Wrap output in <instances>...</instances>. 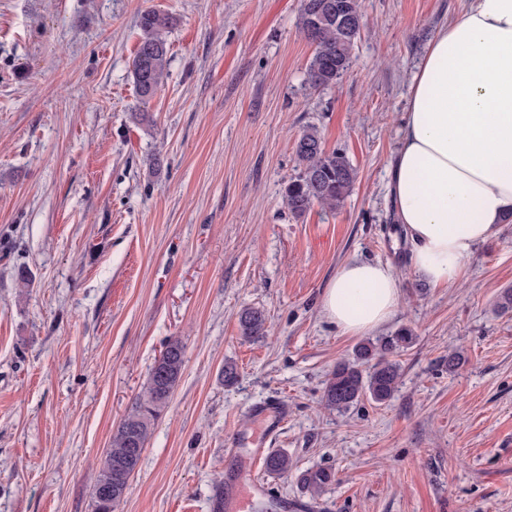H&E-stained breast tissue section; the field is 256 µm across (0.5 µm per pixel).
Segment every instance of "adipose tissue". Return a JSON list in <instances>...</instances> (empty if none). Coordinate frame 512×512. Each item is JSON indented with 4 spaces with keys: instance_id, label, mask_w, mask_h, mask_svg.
I'll return each mask as SVG.
<instances>
[{
    "instance_id": "adipose-tissue-1",
    "label": "adipose tissue",
    "mask_w": 512,
    "mask_h": 512,
    "mask_svg": "<svg viewBox=\"0 0 512 512\" xmlns=\"http://www.w3.org/2000/svg\"><path fill=\"white\" fill-rule=\"evenodd\" d=\"M388 189L410 265L455 283L474 248L512 221V0H470L438 29L414 73ZM401 300L395 267L352 258L322 297L342 333L388 323Z\"/></svg>"
}]
</instances>
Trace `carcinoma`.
Instances as JSON below:
<instances>
[{"instance_id":"carcinoma-1","label":"carcinoma","mask_w":512,"mask_h":512,"mask_svg":"<svg viewBox=\"0 0 512 512\" xmlns=\"http://www.w3.org/2000/svg\"><path fill=\"white\" fill-rule=\"evenodd\" d=\"M300 23L306 38L315 45L306 81L314 88L328 87L350 68L352 49L363 27L362 0H303ZM171 27L172 18L165 13L148 11L141 15V38L131 73L143 101L151 99L167 77L166 34ZM295 152L301 168L285 187L288 210L301 217L316 204L331 211L338 208L356 178L347 156L336 151L325 153L314 127L298 138ZM239 328L245 338L265 335V313L257 308L243 310ZM415 339L413 330L403 326L390 336L361 342L355 347L354 361L341 362L331 372L322 395L323 406L342 412L364 399L379 404L391 400L401 377L396 357ZM184 358V344L172 337L155 359L144 389L112 434L93 489L94 512H116L123 502L155 421L168 408L181 379ZM292 469L293 460L284 451H273L264 459V471L271 476H283ZM335 478L331 468L319 467L303 472L300 482L315 497Z\"/></svg>"}]
</instances>
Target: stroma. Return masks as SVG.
Instances as JSON below:
<instances>
[{
	"label": "stroma",
	"instance_id": "35a3bbf8",
	"mask_svg": "<svg viewBox=\"0 0 512 512\" xmlns=\"http://www.w3.org/2000/svg\"><path fill=\"white\" fill-rule=\"evenodd\" d=\"M363 7L350 69L316 91L302 0H0V512H93L112 433L173 336L183 375L117 512H212L227 444L270 399L288 421L263 446L294 467L266 477L265 512H512V313L494 309L512 223L434 286L394 240L388 193L412 76L462 0ZM147 11L175 23L144 102ZM310 126L357 177L342 207L296 217L284 187ZM352 257L398 271L374 337L417 339L389 402L329 412L325 382L359 339L320 300ZM249 307L266 336H241ZM321 466L336 480L315 499L298 476Z\"/></svg>",
	"mask_w": 512,
	"mask_h": 512
}]
</instances>
